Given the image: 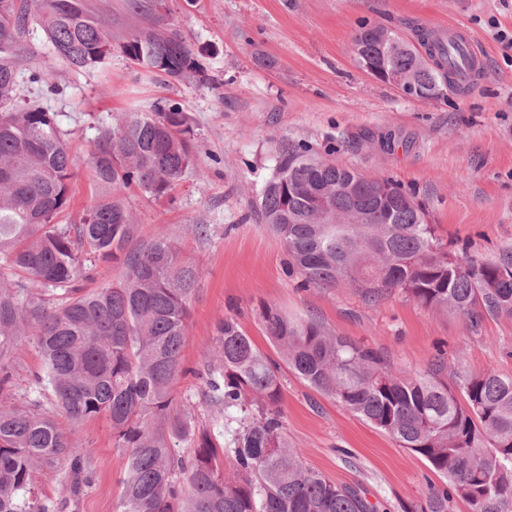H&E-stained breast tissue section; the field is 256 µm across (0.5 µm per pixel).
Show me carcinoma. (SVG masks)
<instances>
[{"instance_id":"1","label":"carcinoma","mask_w":512,"mask_h":512,"mask_svg":"<svg viewBox=\"0 0 512 512\" xmlns=\"http://www.w3.org/2000/svg\"><path fill=\"white\" fill-rule=\"evenodd\" d=\"M153 15L160 0H128ZM64 66L82 71L112 56V35L84 0H0V368L27 338L42 366L36 384L50 408L0 405V512H54L32 486L36 468L70 465L69 493L86 480L76 431L58 422L104 417L127 455L119 512H382L361 491L309 468L284 432L279 366L239 323L218 321L204 364L201 399L212 421L174 409L190 303L201 280L164 230L137 240L121 194L135 186L162 197L192 169L195 144L183 104L125 112L90 149L104 189L79 224H60L69 204L72 155L59 113L19 104L18 57L31 21ZM394 30L363 24L354 43L378 67L447 87L459 67L445 37L416 31L424 52ZM121 52L144 74L180 80L198 63L181 31L158 22L136 28ZM339 223L317 224L322 207ZM256 214L283 245L304 284H342L369 302L398 290L417 303L464 317L473 328L512 316V252L497 260L456 253L439 241L422 205L389 180L367 177L281 143ZM119 265L118 279L94 289L95 262ZM261 321L294 373L399 444L444 478L420 512H512V376L494 371L439 378L397 371L375 349L338 336L312 318L267 308ZM192 448V455L180 453Z\"/></svg>"}]
</instances>
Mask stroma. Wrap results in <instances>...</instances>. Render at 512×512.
<instances>
[{"label":"stroma","instance_id":"1","mask_svg":"<svg viewBox=\"0 0 512 512\" xmlns=\"http://www.w3.org/2000/svg\"><path fill=\"white\" fill-rule=\"evenodd\" d=\"M119 43L148 20L128 0H85ZM162 18L185 36L199 73L180 81L136 73L122 54L99 69L74 72L55 64L45 36L31 27L21 74L41 106L59 113L76 158L70 207L60 223L78 222L99 199L88 153L121 113L153 111L162 98L190 116L196 165L167 195L126 189L122 198L147 238L165 229L203 276L190 308L181 354L177 408L206 423L201 372L217 322L235 318L272 360L260 318L263 306L315 317L338 335L379 350L396 369L423 371L444 360L441 378L495 370L512 374V317L471 329L460 316L425 307L398 291L375 304L351 289L303 287L290 272L279 240L254 215L257 196L282 140L414 194L428 223L449 249L498 258L512 251V47L496 38L512 32V2L503 0H165ZM383 24L404 36L414 28L458 25L480 49L483 73L469 86L433 99L405 95L362 70L353 39L361 24ZM196 224L208 232L193 233ZM41 357L31 341L9 361L11 390L48 404L34 376ZM284 427L314 470L337 484L384 501L390 512L427 494L426 461L387 433L282 370ZM88 484L70 497L68 466L35 474L41 497L63 512H118L127 457L100 418L77 423Z\"/></svg>","mask_w":512,"mask_h":512}]
</instances>
